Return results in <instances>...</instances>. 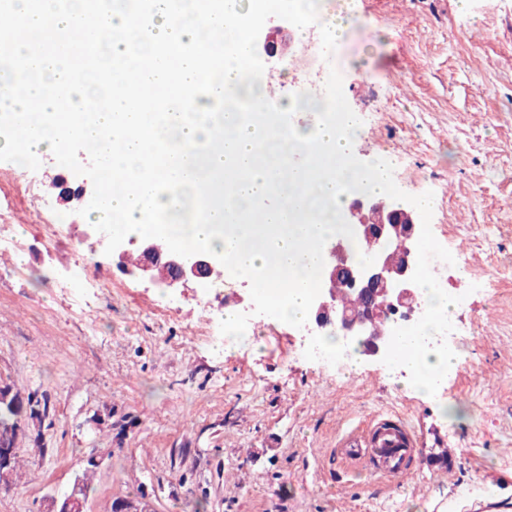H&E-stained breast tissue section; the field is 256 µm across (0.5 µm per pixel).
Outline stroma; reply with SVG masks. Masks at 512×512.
Returning a JSON list of instances; mask_svg holds the SVG:
<instances>
[{
    "instance_id": "obj_1",
    "label": "stroma",
    "mask_w": 512,
    "mask_h": 512,
    "mask_svg": "<svg viewBox=\"0 0 512 512\" xmlns=\"http://www.w3.org/2000/svg\"><path fill=\"white\" fill-rule=\"evenodd\" d=\"M350 12L332 62L361 121L353 152L389 161L404 192H432L435 238L467 260L441 272L460 299L443 398L389 359H314L294 326L254 314L248 281L225 279L206 311L198 285L126 274L87 237L80 202L57 203L51 183L68 170L53 155L22 176L0 161V223L25 244L0 251V389L51 406L18 441L0 512H49L86 474V512L140 497L153 512H446L512 472V0H351ZM291 53L261 56L282 109L312 81ZM54 213L70 221L50 238ZM80 269L108 290L62 293ZM228 311L251 315L255 345L211 346ZM377 415L455 444L453 479L416 464L390 480L346 457L343 439Z\"/></svg>"
}]
</instances>
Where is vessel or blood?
Listing matches in <instances>:
<instances>
[{
  "label": "vessel or blood",
  "instance_id": "vessel-or-blood-1",
  "mask_svg": "<svg viewBox=\"0 0 512 512\" xmlns=\"http://www.w3.org/2000/svg\"><path fill=\"white\" fill-rule=\"evenodd\" d=\"M349 456L365 460L372 473L394 479L409 473L414 459L430 456L439 470L450 469L457 450L428 448L424 434L415 432L402 419L382 418L350 435L343 443Z\"/></svg>",
  "mask_w": 512,
  "mask_h": 512
}]
</instances>
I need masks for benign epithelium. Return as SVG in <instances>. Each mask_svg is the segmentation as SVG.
<instances>
[{
	"mask_svg": "<svg viewBox=\"0 0 512 512\" xmlns=\"http://www.w3.org/2000/svg\"><path fill=\"white\" fill-rule=\"evenodd\" d=\"M343 217L352 226L355 238L377 243L378 249L373 252L375 262L363 271L351 258L343 240L331 239L325 244L328 262L322 271L321 293L311 307V323L304 327L305 335L317 336L321 330L332 328L344 341L365 342L363 355L389 359L393 331H380L376 325L385 326L399 315H413L421 310L420 288L410 281L417 262L421 225L413 212L397 201L388 206L354 197ZM132 246L140 252L142 261L138 267L129 269L123 263ZM113 255L123 271L167 288H180L189 282L205 287L207 272L218 263L208 254L188 258L160 252L146 239H131L119 245ZM342 291L360 298L362 312H351L337 304ZM0 403L14 411L16 433H21L31 419V403L5 390L0 392ZM80 487L77 481L69 493L53 500L51 512H85L86 497Z\"/></svg>",
	"mask_w": 512,
	"mask_h": 512,
	"instance_id": "benign-epithelium-1",
	"label": "benign epithelium"
}]
</instances>
